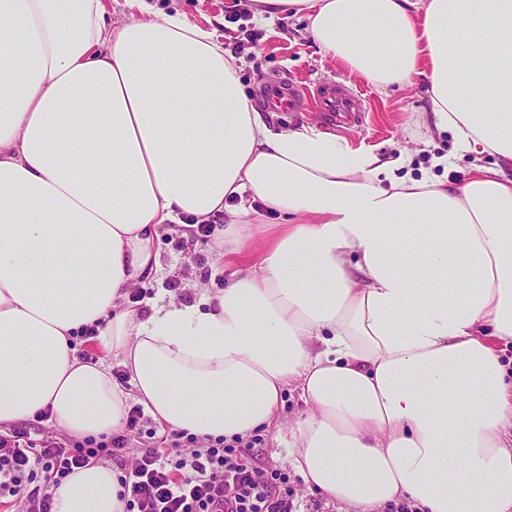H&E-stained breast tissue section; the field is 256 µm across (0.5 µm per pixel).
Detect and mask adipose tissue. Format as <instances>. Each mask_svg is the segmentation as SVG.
Segmentation results:
<instances>
[{"mask_svg": "<svg viewBox=\"0 0 512 512\" xmlns=\"http://www.w3.org/2000/svg\"><path fill=\"white\" fill-rule=\"evenodd\" d=\"M0 0V431L77 438L160 424L233 440L282 397L306 489L358 512H512V0H250L305 19L378 91L424 82L472 153L463 183L400 178L369 150L272 132L215 30L150 0ZM279 214L232 238L254 205ZM225 214L249 256L191 304L132 289L162 273L167 225ZM98 327L103 359L73 343ZM122 366L129 388L114 379ZM96 463L55 512H123Z\"/></svg>", "mask_w": 512, "mask_h": 512, "instance_id": "1", "label": "adipose tissue"}]
</instances>
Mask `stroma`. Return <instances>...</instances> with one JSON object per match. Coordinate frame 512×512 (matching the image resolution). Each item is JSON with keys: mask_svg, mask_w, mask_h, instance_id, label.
<instances>
[{"mask_svg": "<svg viewBox=\"0 0 512 512\" xmlns=\"http://www.w3.org/2000/svg\"><path fill=\"white\" fill-rule=\"evenodd\" d=\"M165 12L178 11L193 23L211 21L224 36L226 52L241 57L244 65L239 72L241 84L248 96H255L261 87L286 78L309 82L335 78L349 81L363 95L369 118L355 133L345 135L351 147L363 148L392 162L397 175L419 178L446 177L463 180L469 172L473 156L461 150L452 131L439 129L429 110L424 88L396 89L379 94L365 79L326 57L323 49L306 30V21L279 17L265 24L253 22L247 0H152ZM447 157V167L437 166L436 158ZM220 246L215 236L198 232L182 235L181 231L161 236L159 259L163 275L148 283L145 292H132V299L140 295L164 296L184 303H194L201 292L216 293L231 279L234 265L220 258ZM178 281L179 290H171L169 281ZM260 439L252 445L255 456L288 474V484L294 496L295 512H340L339 505L329 504L319 495L309 492L299 475L293 472L284 445L276 440L275 429L259 433ZM172 441L169 428L162 426L151 415H144L138 430L130 432L125 449L112 459V469L128 463L133 449L167 448Z\"/></svg>", "mask_w": 512, "mask_h": 512, "instance_id": "obj_1", "label": "stroma"}]
</instances>
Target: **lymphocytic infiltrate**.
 Instances as JSON below:
<instances>
[{"instance_id": "1", "label": "lymphocytic infiltrate", "mask_w": 512, "mask_h": 512, "mask_svg": "<svg viewBox=\"0 0 512 512\" xmlns=\"http://www.w3.org/2000/svg\"><path fill=\"white\" fill-rule=\"evenodd\" d=\"M186 441L191 451L174 458L162 448L138 449L125 512H292L285 473L220 440L206 447L192 435ZM125 442V435H118L84 448L49 435L32 438L23 427L1 433L0 512H9L20 500L26 512H53V487L75 469L114 457ZM39 474L42 488L28 491Z\"/></svg>"}]
</instances>
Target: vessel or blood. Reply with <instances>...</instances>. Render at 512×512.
Returning <instances> with one entry per match:
<instances>
[{"label":"vessel or blood","instance_id":"b4317fda","mask_svg":"<svg viewBox=\"0 0 512 512\" xmlns=\"http://www.w3.org/2000/svg\"><path fill=\"white\" fill-rule=\"evenodd\" d=\"M262 102L274 112L313 109L322 112L330 124L340 128L362 126L367 114L360 96L342 82L304 84L289 80L266 86Z\"/></svg>","mask_w":512,"mask_h":512}]
</instances>
